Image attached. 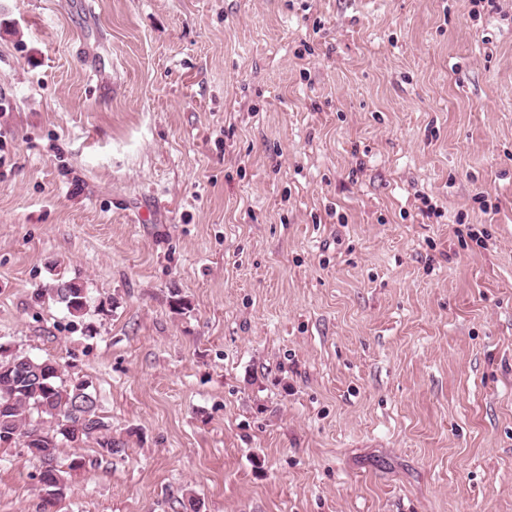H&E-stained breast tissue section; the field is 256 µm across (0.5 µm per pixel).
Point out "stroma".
I'll use <instances>...</instances> for the list:
<instances>
[{"label": "stroma", "instance_id": "obj_1", "mask_svg": "<svg viewBox=\"0 0 512 512\" xmlns=\"http://www.w3.org/2000/svg\"><path fill=\"white\" fill-rule=\"evenodd\" d=\"M0 345L58 512H512V0H0ZM54 295L72 315H80L86 308L84 288L74 281H61L52 287ZM5 348L0 349L1 354ZM0 354V445L24 448L28 455L46 461L39 482L67 486L66 471L53 465L59 443L80 448L93 442L101 457L112 459L126 452L123 443L112 440L110 425L98 408L96 394L85 386L86 381L66 384L61 378L59 362L37 359L23 353ZM90 394L92 399L84 398ZM44 423H53L50 437L43 431ZM64 431V432H63Z\"/></svg>", "mask_w": 512, "mask_h": 512}]
</instances>
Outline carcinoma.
<instances>
[{
  "label": "carcinoma",
  "mask_w": 512,
  "mask_h": 512,
  "mask_svg": "<svg viewBox=\"0 0 512 512\" xmlns=\"http://www.w3.org/2000/svg\"><path fill=\"white\" fill-rule=\"evenodd\" d=\"M54 295L72 315L81 314L87 304L84 288L74 281L52 287ZM55 425L54 434L43 424ZM14 437L13 444L46 461L39 482L67 486L65 471L53 465L59 443L79 448L92 442L102 457L126 452L123 443L112 439L110 425L98 408L97 396L84 381L66 384L61 365L23 353L0 354V437Z\"/></svg>",
  "instance_id": "cac0c4a2"
}]
</instances>
